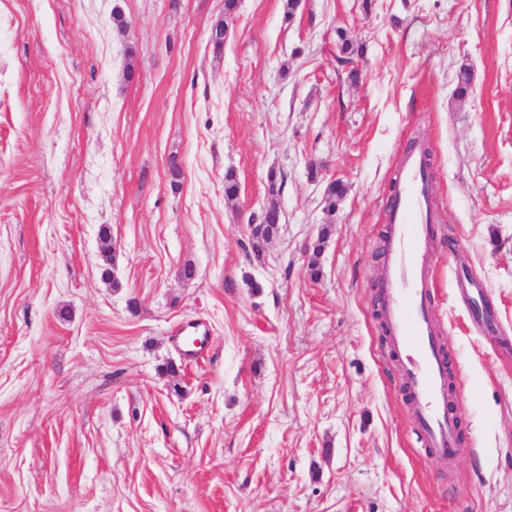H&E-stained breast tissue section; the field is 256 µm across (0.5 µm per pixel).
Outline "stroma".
<instances>
[{"instance_id":"35a3bbf8","label":"stroma","mask_w":512,"mask_h":512,"mask_svg":"<svg viewBox=\"0 0 512 512\" xmlns=\"http://www.w3.org/2000/svg\"><path fill=\"white\" fill-rule=\"evenodd\" d=\"M415 140L451 466L373 304ZM0 512H512V0H0Z\"/></svg>"}]
</instances>
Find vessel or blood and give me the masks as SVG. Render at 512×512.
<instances>
[{"mask_svg": "<svg viewBox=\"0 0 512 512\" xmlns=\"http://www.w3.org/2000/svg\"><path fill=\"white\" fill-rule=\"evenodd\" d=\"M434 181L426 156L404 151L394 203L386 211L380 308L422 446L429 457L451 464L461 454L459 417L450 404L448 365L425 264L438 220Z\"/></svg>", "mask_w": 512, "mask_h": 512, "instance_id": "obj_1", "label": "vessel or blood"}]
</instances>
